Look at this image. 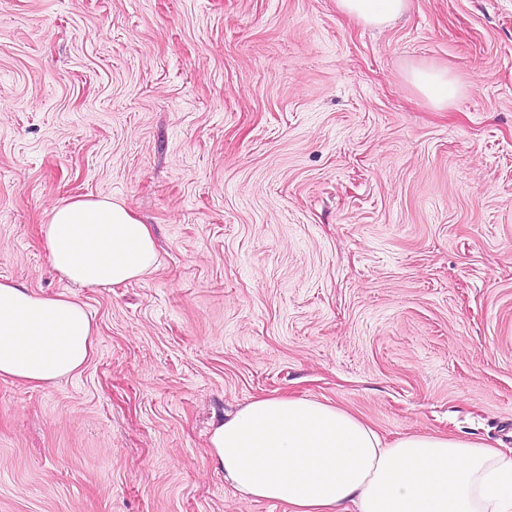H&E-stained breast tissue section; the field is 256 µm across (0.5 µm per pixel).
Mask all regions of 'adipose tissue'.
I'll return each mask as SVG.
<instances>
[{
    "label": "adipose tissue",
    "mask_w": 512,
    "mask_h": 512,
    "mask_svg": "<svg viewBox=\"0 0 512 512\" xmlns=\"http://www.w3.org/2000/svg\"><path fill=\"white\" fill-rule=\"evenodd\" d=\"M410 0H336L365 27L398 19ZM439 111L462 93L445 66L407 73ZM40 236L57 274L99 288L152 274L158 250L150 225L111 198L75 197L55 207ZM96 325L67 293H38L0 280V379L42 387L79 373ZM208 445L224 482L254 501L290 512H512V456L471 434L408 433L384 439L336 404L264 395L215 422Z\"/></svg>",
    "instance_id": "ef3b65f1"
}]
</instances>
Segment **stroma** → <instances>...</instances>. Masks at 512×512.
<instances>
[{
	"instance_id": "35a3bbf8",
	"label": "stroma",
	"mask_w": 512,
	"mask_h": 512,
	"mask_svg": "<svg viewBox=\"0 0 512 512\" xmlns=\"http://www.w3.org/2000/svg\"><path fill=\"white\" fill-rule=\"evenodd\" d=\"M446 65L438 112L405 80ZM151 224L139 282L61 280L76 196ZM0 278L98 330L55 385L0 381V512H289L224 482L213 422L272 392L386 439L512 448V0H0ZM410 0H336L338 12L365 27L382 28L409 8Z\"/></svg>"
}]
</instances>
